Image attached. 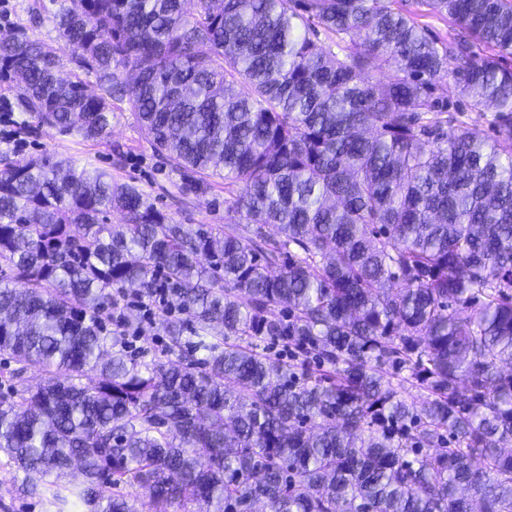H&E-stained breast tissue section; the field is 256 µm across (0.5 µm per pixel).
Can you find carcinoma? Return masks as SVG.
Masks as SVG:
<instances>
[{"label": "carcinoma", "mask_w": 512, "mask_h": 512, "mask_svg": "<svg viewBox=\"0 0 512 512\" xmlns=\"http://www.w3.org/2000/svg\"><path fill=\"white\" fill-rule=\"evenodd\" d=\"M212 2L69 0L67 81L28 30L0 41L38 125L98 140L125 99L243 220L0 155V453L31 494L80 462L50 512H512V0ZM162 283L179 360L142 362L103 314Z\"/></svg>", "instance_id": "cac0c4a2"}]
</instances>
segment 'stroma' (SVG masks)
<instances>
[{
	"mask_svg": "<svg viewBox=\"0 0 512 512\" xmlns=\"http://www.w3.org/2000/svg\"><path fill=\"white\" fill-rule=\"evenodd\" d=\"M63 0H0V33L13 27H27L35 38L56 49L61 57V74L69 76L75 67L70 49L57 37L54 14ZM20 90L9 76L0 74V155L40 157L76 168H97L118 184L136 186L157 208L176 224L193 228H223L231 213L220 177L198 183L192 173L175 168L154 152L129 104L114 102L112 125L107 137L85 140L36 127L25 120L17 107ZM24 474L0 454V512H44L39 499L23 490Z\"/></svg>",
	"mask_w": 512,
	"mask_h": 512,
	"instance_id": "stroma-1",
	"label": "stroma"
}]
</instances>
